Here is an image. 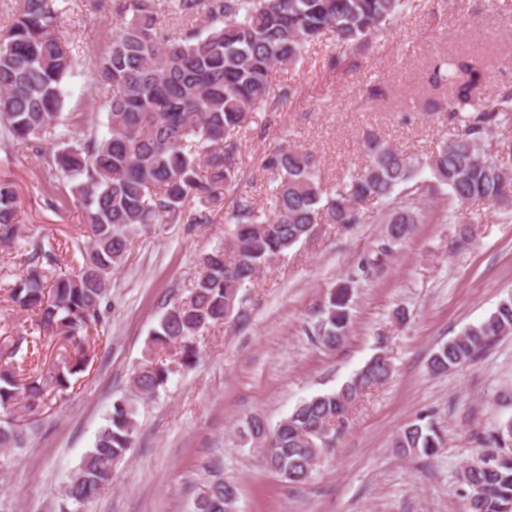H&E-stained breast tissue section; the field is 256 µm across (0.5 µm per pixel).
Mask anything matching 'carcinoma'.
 <instances>
[{"mask_svg": "<svg viewBox=\"0 0 512 512\" xmlns=\"http://www.w3.org/2000/svg\"><path fill=\"white\" fill-rule=\"evenodd\" d=\"M57 0H17L8 25L0 28V151L27 152L45 159L53 181L73 183L74 204L85 212L87 243L45 244L28 239L22 255L25 273L10 287L24 311L37 313V330L59 336L78 348L81 334L104 328L102 305L112 274L124 262L139 227L209 224L224 208L230 225L231 256L218 247L206 254L189 294L174 302L151 333L147 359L134 371L135 395L146 398L166 385L172 373L160 353L175 351L189 366L197 357L196 336L231 317L238 293L270 260L308 237L317 224L350 229L362 223V206L391 205L388 234L373 252L358 260L368 276L419 220L414 204L441 186L461 204L488 202L512 206V141L486 152L499 130L512 121V88L491 101L483 96L490 62L459 54L429 68L427 92L443 96L454 134L425 158L408 154L374 134L364 140L368 164L361 175L327 188L313 154L287 147L268 155L263 168L272 175L273 209L260 215L249 196L238 193L227 205L224 194L240 181L236 158L251 113L266 104L274 89L270 73L298 63L308 46L328 31L340 45L366 47L397 17L406 0H103L116 17L112 48L98 66L97 80L107 110L108 134H62L51 152L45 135L59 125L65 80L75 68L71 51L56 34ZM166 13L176 20L161 26ZM431 178L420 179L424 170ZM403 188L405 196L394 192ZM196 200L202 209L187 211ZM13 183L0 177V243L21 238ZM78 270L47 283L50 268L70 254ZM350 318L349 285L328 296L311 328L315 342L335 349L345 339ZM512 334V298L481 322L436 351L435 373L476 360L499 337ZM84 354L64 362L50 379L31 374L18 382L0 368V407L18 399L34 412L51 402L53 390L70 386V377L87 370ZM390 359L365 364L339 390L301 401L271 427L259 418L247 422L248 434L261 443L269 469L302 484L324 449L328 434L348 419L361 396L390 376ZM136 409L117 400L93 448L69 476L64 500L81 505L112 482V466L133 445ZM512 439V421L490 435L496 452H484L464 472L472 512H512V454L500 453ZM23 430L0 426L1 448H22ZM443 431L431 415H421L397 437L405 453L432 457L444 447ZM235 488L214 470L196 502V512H232Z\"/></svg>", "mask_w": 512, "mask_h": 512, "instance_id": "1", "label": "carcinoma"}]
</instances>
